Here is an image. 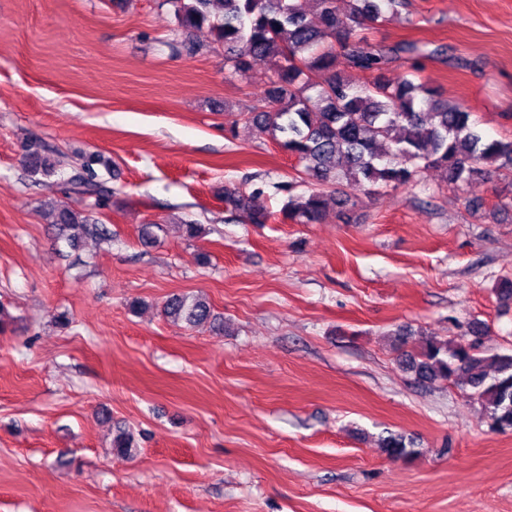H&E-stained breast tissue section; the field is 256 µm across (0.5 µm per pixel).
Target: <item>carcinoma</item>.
Listing matches in <instances>:
<instances>
[{
  "mask_svg": "<svg viewBox=\"0 0 512 512\" xmlns=\"http://www.w3.org/2000/svg\"><path fill=\"white\" fill-rule=\"evenodd\" d=\"M337 0H165L177 21L170 47L191 53L202 50L192 40L195 30L208 26L224 47L230 77H243L256 59L272 63L264 109L240 114L302 165L303 177L283 188L287 201L277 213L267 205L263 188L246 193L224 189L230 216L245 224L283 222L316 224L325 216L328 188L346 184L407 186L429 169L457 187L486 171L512 172V138L486 140L474 113L463 103L419 81L416 71L391 81L390 65L398 59L425 55L415 41L372 44L364 27L403 6V0H350L340 17ZM369 75L358 84L336 70L338 58ZM28 169L55 173L40 144L26 148ZM90 156L64 179L73 201L52 208V224L71 248L85 238L109 241L112 232L83 207L85 198L99 206L107 190L97 180ZM305 187L301 193L299 187ZM164 316L191 327L224 329L211 304L202 297L174 295L163 306ZM483 330L458 341L437 342L418 337L417 346L401 352L403 368L424 383L446 382L471 390L499 431L512 430V353L489 354L482 348ZM133 433L122 429L112 451L131 455ZM381 448L395 460L417 450L402 435L382 438Z\"/></svg>",
  "mask_w": 512,
  "mask_h": 512,
  "instance_id": "carcinoma-1",
  "label": "carcinoma"
}]
</instances>
